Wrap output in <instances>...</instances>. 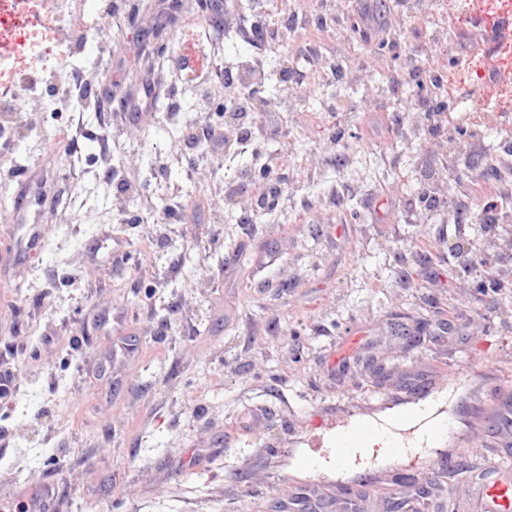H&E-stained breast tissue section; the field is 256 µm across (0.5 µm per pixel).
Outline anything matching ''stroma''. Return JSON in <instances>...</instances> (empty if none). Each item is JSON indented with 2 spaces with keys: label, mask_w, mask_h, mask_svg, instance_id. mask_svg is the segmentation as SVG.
<instances>
[{
  "label": "stroma",
  "mask_w": 512,
  "mask_h": 512,
  "mask_svg": "<svg viewBox=\"0 0 512 512\" xmlns=\"http://www.w3.org/2000/svg\"><path fill=\"white\" fill-rule=\"evenodd\" d=\"M189 0H121L112 23L111 102L81 119L89 132L75 153L50 156L43 133L58 134V113H40L16 169L52 170L68 223L43 227L44 252L19 269L0 232V359L18 357L22 384L0 399V512L28 497L52 512H270L284 490L313 494L323 512H342V487L364 493L362 512H404L410 489L389 478L414 468L431 491L429 512H479L477 484L512 466V268L484 291L498 254L512 251V201L493 224H452L443 202L482 204L487 163L512 145V98L492 96L484 58L494 43L457 0H372L375 23L392 38L376 52L344 40L332 21L297 30L289 49L250 42L241 19L254 0H225L215 63L280 61L287 80L265 81L264 99L285 104L265 129L239 137L259 153L227 154L188 178L159 160L182 141L181 102L193 121V91L157 104L133 137L112 139L113 177L92 165L111 106L140 81L139 55L153 45L164 66L185 32L203 33ZM447 35L444 83L418 95L413 79L389 80L405 55L432 64L433 33ZM322 45L337 75L318 78L305 44ZM373 55L369 68L358 60ZM472 97H464L463 88ZM448 100L439 126L408 109L411 99ZM336 135L327 138L328 111ZM401 123V135L387 133ZM287 155L283 208L243 214L226 207L220 233L205 224L153 230L138 192L156 205L203 199L210 186L248 191L268 156ZM436 205L405 209L423 182ZM337 198L341 216L306 224L304 209ZM130 252L118 266L112 256ZM467 251L470 268L455 256ZM122 313L107 327L92 306ZM437 413L446 440L409 448L415 465L377 458L372 467L336 463L327 426L378 428ZM315 467H307L311 456ZM461 461L446 468L441 457Z\"/></svg>",
  "instance_id": "obj_1"
}]
</instances>
